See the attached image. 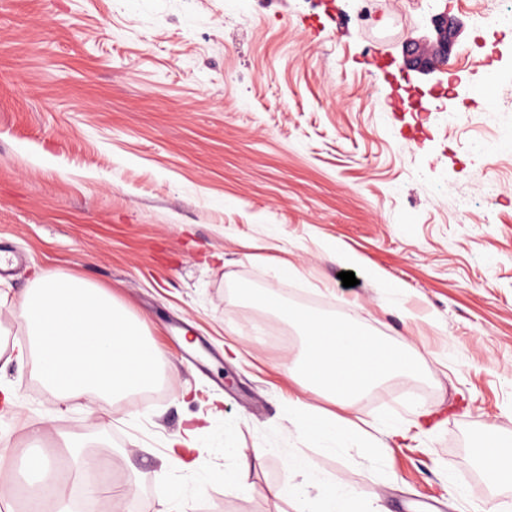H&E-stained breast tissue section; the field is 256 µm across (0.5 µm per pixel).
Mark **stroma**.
<instances>
[{
    "instance_id": "1",
    "label": "stroma",
    "mask_w": 512,
    "mask_h": 512,
    "mask_svg": "<svg viewBox=\"0 0 512 512\" xmlns=\"http://www.w3.org/2000/svg\"><path fill=\"white\" fill-rule=\"evenodd\" d=\"M484 5L506 23L477 28ZM444 15L461 28L447 63L404 70ZM0 251L25 257L0 289L80 278L163 352L106 429L34 362L1 365L19 402L0 455L29 486L26 456L65 432L91 449L103 512H314L321 479L355 512H512L475 452L487 424L512 439V0H0ZM282 305L411 346L420 372L352 410L301 390ZM299 398L378 430L323 448L288 420ZM174 438L198 446L192 470Z\"/></svg>"
}]
</instances>
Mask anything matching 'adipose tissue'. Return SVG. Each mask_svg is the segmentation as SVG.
<instances>
[{"label": "adipose tissue", "instance_id": "obj_1", "mask_svg": "<svg viewBox=\"0 0 512 512\" xmlns=\"http://www.w3.org/2000/svg\"><path fill=\"white\" fill-rule=\"evenodd\" d=\"M28 328L30 341L12 347L10 357L38 360L41 382L61 401L88 398L100 426L111 421L112 400L144 389L155 380L162 352L147 343L139 322L111 295L68 275H37L20 297L0 292V308ZM307 335L306 353L293 378L345 408H354L368 390L394 374L412 373L411 348L386 351L385 343L361 328L339 327L337 319L281 307ZM292 423L326 448L366 438L355 422L314 413L304 402L293 406Z\"/></svg>", "mask_w": 512, "mask_h": 512}]
</instances>
